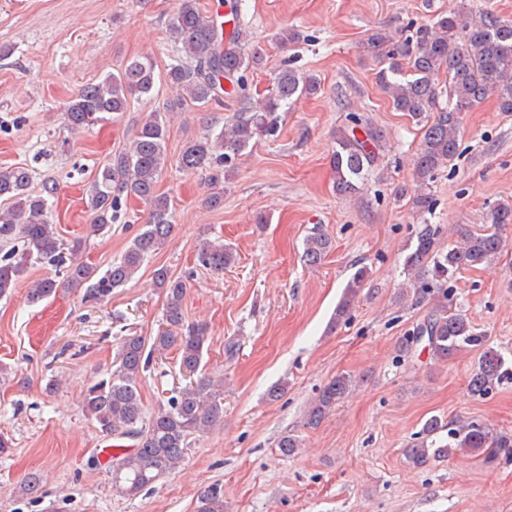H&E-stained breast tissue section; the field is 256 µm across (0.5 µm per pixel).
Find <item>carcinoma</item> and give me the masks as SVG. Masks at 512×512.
I'll list each match as a JSON object with an SVG mask.
<instances>
[{"label": "carcinoma", "instance_id": "obj_1", "mask_svg": "<svg viewBox=\"0 0 512 512\" xmlns=\"http://www.w3.org/2000/svg\"><path fill=\"white\" fill-rule=\"evenodd\" d=\"M171 41L177 55L169 65L167 80L176 92L177 105L198 108L224 107V99L240 104L235 118L220 131L209 127L186 142L177 163L187 174H208L211 208L224 205V179L235 172L238 161L251 144L276 135L281 113L304 95L317 93L320 82L284 65L275 75L268 94H248V76L262 68L260 48H248L247 33L239 26L225 31V23L204 14L197 0H179L169 21ZM367 48L378 59L376 82L392 107L404 112L422 130V140L413 159L416 176L423 185L413 203L418 227L405 257L415 299L434 292L448 294V282L464 267L488 262L499 254L503 241L497 232L462 233V243L440 248L442 227L428 222L435 200L431 183L441 167L459 152L462 114L488 97L496 98L499 109L512 112V21L491 11L472 10L462 5L439 13L431 23L418 27L403 40L383 30L370 34ZM448 76V104L439 105L436 78ZM155 69L148 56L136 57L97 82L84 84L65 109V119L74 129H88L106 115L125 112L130 100L153 95ZM168 113L153 112L143 120L131 145L109 159L99 170L88 194L87 208L93 231L109 232L122 209V199L134 196L149 207L143 230L136 234L120 258L99 277L94 270L74 261L81 241L68 244L50 224L51 198L57 186L47 181L37 194L30 192L31 174L25 166L0 168V298L10 296L30 268L49 266L66 274L63 282L53 277L36 279L27 288V301L35 305L60 288L82 292L88 303H99L124 287L140 270L146 258L161 250L173 229L169 198L157 184L167 163ZM381 130L357 120L335 134L330 166L336 193L348 198L360 194L368 176L378 166L383 148ZM490 224H512V204L501 203L490 210ZM332 239L321 231L304 241L303 258L309 265L320 263L332 250ZM198 266L214 272L234 262L233 252L220 240L205 239L197 251ZM194 273L174 277L166 270L155 273V282L165 294L167 328L145 339L132 336L120 345L114 369L108 377L88 386L83 406L101 432L128 435L137 448L117 456L112 464V489L135 496L158 478L179 468L185 461L188 439L224 422V378L197 374L205 346L206 329L184 326L183 300L187 281ZM367 270L358 269L348 281L336 308V321L349 312L364 290ZM436 361H446L467 349L480 350L468 381L474 397L492 392L505 379H512V364L476 331L469 317L458 311L438 309L403 336L398 350L408 355L417 347ZM178 351L180 368L191 379L170 396L157 412L145 416L140 391L143 373L151 358L170 349ZM352 378L339 374L319 391L308 409L315 424L335 408L349 391ZM448 431V443L436 446V436ZM484 448H512V435H494L483 423L458 419L445 423L433 416L426 420L418 440L406 450V459L421 466L431 458L452 452ZM197 512H225L224 489L219 484L205 487L198 496Z\"/></svg>", "mask_w": 512, "mask_h": 512}]
</instances>
